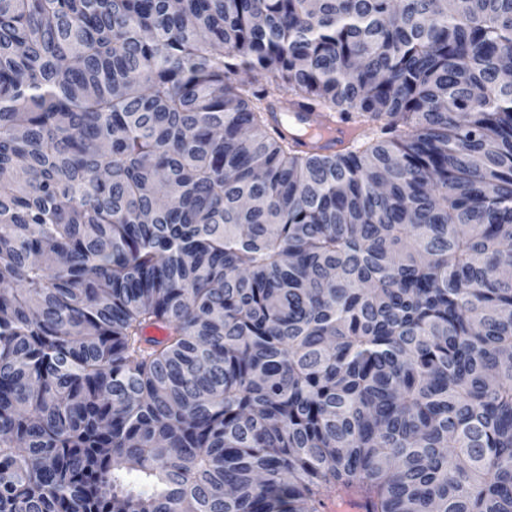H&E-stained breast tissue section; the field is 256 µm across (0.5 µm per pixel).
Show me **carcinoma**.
<instances>
[{"mask_svg": "<svg viewBox=\"0 0 512 512\" xmlns=\"http://www.w3.org/2000/svg\"><path fill=\"white\" fill-rule=\"evenodd\" d=\"M511 54L512 0H0V512H512Z\"/></svg>", "mask_w": 512, "mask_h": 512, "instance_id": "obj_1", "label": "carcinoma"}]
</instances>
